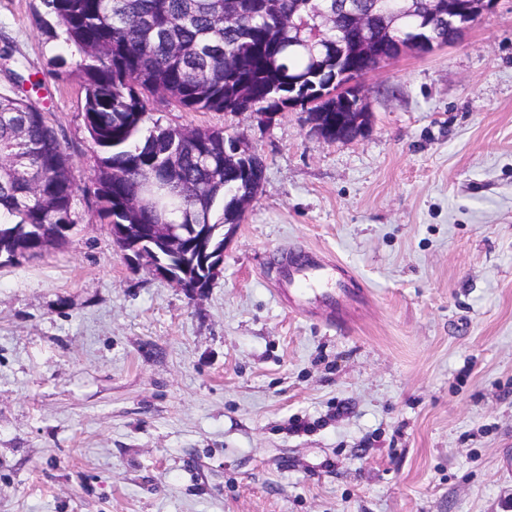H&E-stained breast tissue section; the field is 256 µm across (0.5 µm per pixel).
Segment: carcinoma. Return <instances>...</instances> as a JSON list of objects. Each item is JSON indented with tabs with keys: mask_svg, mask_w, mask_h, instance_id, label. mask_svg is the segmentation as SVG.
<instances>
[{
	"mask_svg": "<svg viewBox=\"0 0 512 512\" xmlns=\"http://www.w3.org/2000/svg\"><path fill=\"white\" fill-rule=\"evenodd\" d=\"M375 0H41L48 20L62 28L78 57L55 79L78 85L89 148V181L81 183L62 144L31 91L44 87L18 64L12 88L0 92V256L11 264L69 242L79 223L74 200L83 194L103 224H154L146 192L159 191L170 220L222 227L226 208L259 186L265 170L256 151L241 161L224 155L226 134L216 128L165 125L158 106L190 112H267L308 99L310 112L336 125L349 107L328 97L332 69L319 49L290 54L288 34L315 42L347 39L350 14L366 24L348 44L345 62L370 68L395 49L396 32L384 26ZM418 32L453 39L448 26Z\"/></svg>",
	"mask_w": 512,
	"mask_h": 512,
	"instance_id": "carcinoma-1",
	"label": "carcinoma"
}]
</instances>
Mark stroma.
<instances>
[{"label":"stroma","instance_id":"obj_1","mask_svg":"<svg viewBox=\"0 0 512 512\" xmlns=\"http://www.w3.org/2000/svg\"><path fill=\"white\" fill-rule=\"evenodd\" d=\"M39 8L0 0V89L71 55ZM365 84L348 143L297 110L162 109L266 164L202 297L131 265L82 196L67 245L0 265V512H512V0ZM34 98L89 176L77 86ZM298 246L362 281L349 324L278 303Z\"/></svg>","mask_w":512,"mask_h":512}]
</instances>
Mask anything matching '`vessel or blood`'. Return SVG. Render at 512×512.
Masks as SVG:
<instances>
[{"label": "vessel or blood", "instance_id": "obj_1", "mask_svg": "<svg viewBox=\"0 0 512 512\" xmlns=\"http://www.w3.org/2000/svg\"><path fill=\"white\" fill-rule=\"evenodd\" d=\"M357 278L342 264L325 263L316 253L284 254L279 263L277 300L289 308L305 310L311 297L322 296L329 309V324L343 317L345 297L358 294Z\"/></svg>", "mask_w": 512, "mask_h": 512}]
</instances>
